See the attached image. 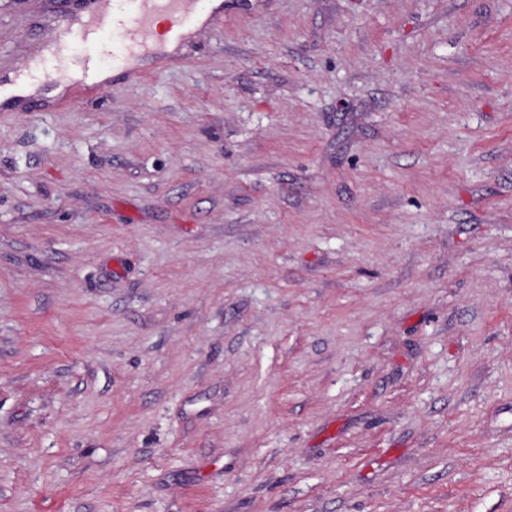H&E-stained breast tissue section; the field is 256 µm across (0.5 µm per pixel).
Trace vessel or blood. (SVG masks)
Returning a JSON list of instances; mask_svg holds the SVG:
<instances>
[{"label":"vessel or blood","instance_id":"vessel-or-blood-1","mask_svg":"<svg viewBox=\"0 0 512 512\" xmlns=\"http://www.w3.org/2000/svg\"><path fill=\"white\" fill-rule=\"evenodd\" d=\"M214 13L211 0H76L73 9L57 14L55 26L39 33L38 89L43 92L57 83L60 34L90 47L82 61L81 76L73 84L74 98L87 100L108 88L99 75L102 58L109 51V37L133 45L140 57L168 63L176 60L181 45L198 24Z\"/></svg>","mask_w":512,"mask_h":512}]
</instances>
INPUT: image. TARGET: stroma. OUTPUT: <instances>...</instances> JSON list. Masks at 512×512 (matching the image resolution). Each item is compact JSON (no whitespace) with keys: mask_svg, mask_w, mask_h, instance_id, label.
Returning <instances> with one entry per match:
<instances>
[{"mask_svg":"<svg viewBox=\"0 0 512 512\" xmlns=\"http://www.w3.org/2000/svg\"><path fill=\"white\" fill-rule=\"evenodd\" d=\"M181 55L0 111V512H512V0H237Z\"/></svg>","mask_w":512,"mask_h":512,"instance_id":"obj_1","label":"stroma"}]
</instances>
